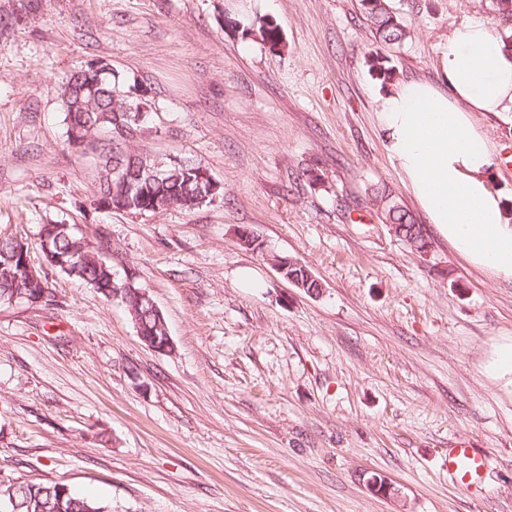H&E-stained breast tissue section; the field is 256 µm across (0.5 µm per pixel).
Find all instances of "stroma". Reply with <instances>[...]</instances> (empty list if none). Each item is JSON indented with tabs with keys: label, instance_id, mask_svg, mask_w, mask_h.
<instances>
[{
	"label": "stroma",
	"instance_id": "stroma-1",
	"mask_svg": "<svg viewBox=\"0 0 512 512\" xmlns=\"http://www.w3.org/2000/svg\"><path fill=\"white\" fill-rule=\"evenodd\" d=\"M391 5L409 32L394 46L359 0H0V234L27 240L53 292L0 304V481L61 480L107 512H512V397L479 371L512 335V278L434 233L412 251L369 204L385 185L416 207L378 119L394 82L439 81L469 20L512 50V18L490 0ZM263 22L280 44L248 34ZM95 61L146 103L140 147L206 167L216 199L95 205L96 159L67 146L60 100ZM472 118L512 220V112ZM45 224L109 242L113 269L166 318L171 352L46 262ZM273 255L306 265L320 293ZM456 441L493 462L469 490L448 477ZM374 474L393 495L367 489Z\"/></svg>",
	"mask_w": 512,
	"mask_h": 512
}]
</instances>
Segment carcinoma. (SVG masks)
Wrapping results in <instances>:
<instances>
[{
  "mask_svg": "<svg viewBox=\"0 0 512 512\" xmlns=\"http://www.w3.org/2000/svg\"><path fill=\"white\" fill-rule=\"evenodd\" d=\"M361 12L372 29L374 38L385 45H399L407 37L401 19L393 11L389 0H359ZM116 75L112 71L103 73L96 85L82 68L73 70L60 89L67 128H77L85 142L67 139L69 147L84 153L92 149L97 154L96 173L97 198L95 204L109 209L112 201L124 194L127 212H159L177 206L193 210L205 203L206 185L199 180L197 171L203 166L193 162L170 170L164 181L147 184L140 180L143 169L152 166L154 155L134 146L130 137L132 122L126 112L139 110L140 103L126 101L116 96ZM129 181V191L116 182V173ZM373 202L381 206L385 222L407 224L416 228V235L404 234L400 240L419 247L428 244V236L413 214L397 199L387 186L374 191ZM41 250L49 249L64 255L70 261L63 270L69 278L86 284L104 297L120 292L134 325L149 328L153 336L168 335L166 320L157 316L148 299L141 298L139 291L148 288L135 281L118 278L107 257L109 245L100 241L94 245L82 234L67 224L55 225L54 233L39 238ZM29 257V244L12 236L0 239V303L14 295L29 294L24 279V261ZM0 504L8 512H105L104 507L75 494L62 481L31 483L25 481H0Z\"/></svg>",
  "mask_w": 512,
  "mask_h": 512,
  "instance_id": "cac0c4a2",
  "label": "carcinoma"
}]
</instances>
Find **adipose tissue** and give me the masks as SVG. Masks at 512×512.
Masks as SVG:
<instances>
[{
    "label": "adipose tissue",
    "mask_w": 512,
    "mask_h": 512,
    "mask_svg": "<svg viewBox=\"0 0 512 512\" xmlns=\"http://www.w3.org/2000/svg\"><path fill=\"white\" fill-rule=\"evenodd\" d=\"M512 111V52L482 21L454 28L439 84L398 82L379 112L389 157L438 236L487 274L512 277V224L489 187L494 149L476 112ZM512 396V336L494 339L479 366Z\"/></svg>",
    "instance_id": "adipose-tissue-1"
}]
</instances>
